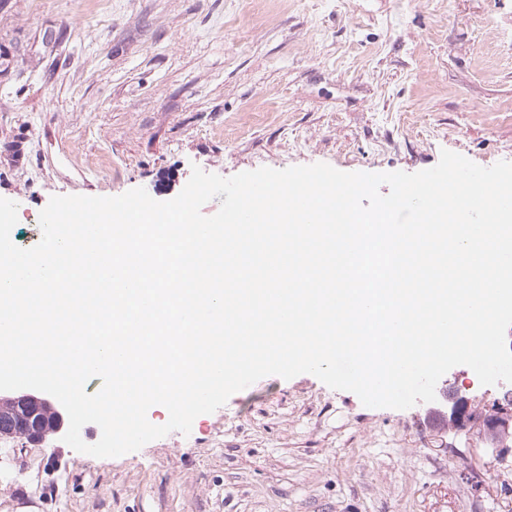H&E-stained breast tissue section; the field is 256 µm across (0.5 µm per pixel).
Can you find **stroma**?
<instances>
[{
	"instance_id": "1",
	"label": "stroma",
	"mask_w": 512,
	"mask_h": 512,
	"mask_svg": "<svg viewBox=\"0 0 512 512\" xmlns=\"http://www.w3.org/2000/svg\"><path fill=\"white\" fill-rule=\"evenodd\" d=\"M512 162V0H0V197L13 243L51 197L326 163L415 173L442 151ZM435 401L370 408L311 374L264 377L116 458L24 441L0 512H512V463L447 399L500 398L467 366Z\"/></svg>"
}]
</instances>
